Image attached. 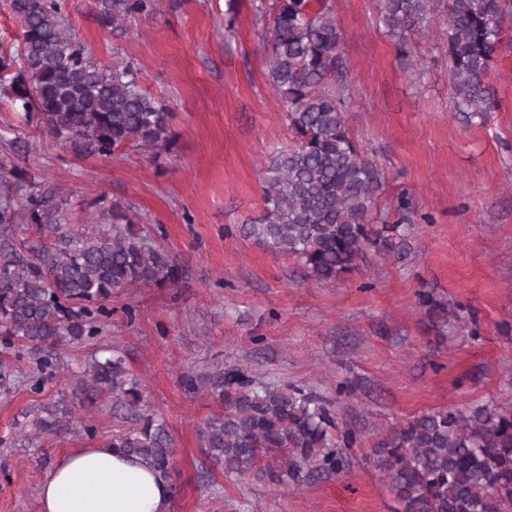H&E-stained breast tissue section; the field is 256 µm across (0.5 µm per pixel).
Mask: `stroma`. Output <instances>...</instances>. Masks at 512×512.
Masks as SVG:
<instances>
[{"label": "stroma", "instance_id": "1", "mask_svg": "<svg viewBox=\"0 0 512 512\" xmlns=\"http://www.w3.org/2000/svg\"><path fill=\"white\" fill-rule=\"evenodd\" d=\"M332 3L352 90L347 125L382 179L374 209L395 213L405 192L415 215L401 255L369 248L354 273L316 283L248 233L268 159L290 139L268 78V20L244 0L230 32L226 0H154L112 30L97 0H67L94 60L134 62L143 90L174 113V143L157 161L139 148L78 157L33 132L9 156L58 187L78 222L91 223L98 196L130 206L180 277L114 300L99 336L64 347L42 383L28 356L0 345L15 365L0 386V512H39L54 461L111 438L119 422L108 402L59 431L36 430L74 374L108 351L125 356L169 426L170 512H402L376 453L394 428L441 407L512 406V44L485 76L489 111L469 119L454 108L448 0L410 33L409 60L377 0ZM421 292L444 312L421 307ZM227 365L331 402L356 431L347 466L288 485L212 470L197 431L218 408L186 379Z\"/></svg>", "mask_w": 512, "mask_h": 512}]
</instances>
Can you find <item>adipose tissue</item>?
Returning <instances> with one entry per match:
<instances>
[{"label":"adipose tissue","instance_id":"adipose-tissue-1","mask_svg":"<svg viewBox=\"0 0 512 512\" xmlns=\"http://www.w3.org/2000/svg\"><path fill=\"white\" fill-rule=\"evenodd\" d=\"M171 485L148 462L98 445L60 456L45 475L40 512H169Z\"/></svg>","mask_w":512,"mask_h":512}]
</instances>
